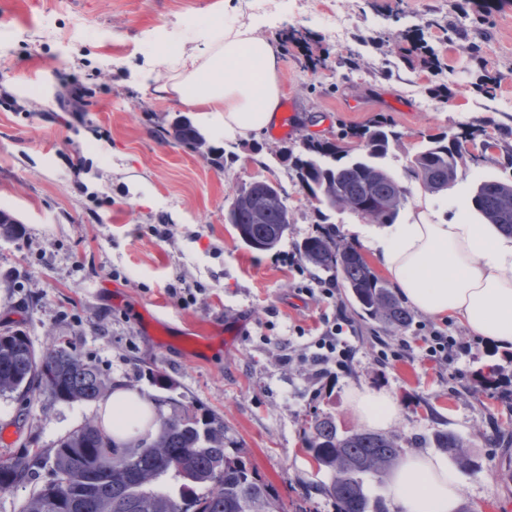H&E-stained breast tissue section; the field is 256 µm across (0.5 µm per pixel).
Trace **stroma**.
<instances>
[{"label":"stroma","mask_w":512,"mask_h":512,"mask_svg":"<svg viewBox=\"0 0 512 512\" xmlns=\"http://www.w3.org/2000/svg\"><path fill=\"white\" fill-rule=\"evenodd\" d=\"M219 21L274 45L281 98L295 106L288 137L211 136L200 154L166 136L182 108L141 78L165 70L150 35L167 32L189 54ZM375 118L403 134L385 166L407 207L443 201L407 175L430 134L471 132L459 191L512 183V0H0V209L23 226L0 236V326L38 349L64 340L108 383L142 396L164 371L176 395L223 417L228 452L286 512H336L304 432L317 413L359 428L350 394L362 388L397 397L402 419L389 432L419 450L434 451L440 431L468 442L476 464L455 471L459 512H512V401L484 384L512 373L503 351L457 319L416 311L406 328L353 329L349 359L317 378L320 318L339 312L343 295L301 294L316 268L274 260L295 253L319 219L344 240L361 221L339 208L318 217L281 151L300 155L309 139L335 141ZM257 180L286 196L288 236L274 253L245 248L224 220L238 189ZM171 286L193 290V301ZM151 319L177 329L205 321L217 338L198 359L148 336ZM424 327L465 343V354L452 365L428 359ZM398 348L400 359L379 363V351ZM100 409L0 397V432L12 438L0 459L53 447Z\"/></svg>","instance_id":"obj_1"}]
</instances>
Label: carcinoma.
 Here are the masks:
<instances>
[{
	"instance_id": "obj_1",
	"label": "carcinoma",
	"mask_w": 512,
	"mask_h": 512,
	"mask_svg": "<svg viewBox=\"0 0 512 512\" xmlns=\"http://www.w3.org/2000/svg\"><path fill=\"white\" fill-rule=\"evenodd\" d=\"M356 138L361 152L351 154L329 140L312 141L295 158L300 188L328 208L348 209L376 224L393 222L406 201L382 161L402 135L381 118L344 134ZM415 179L429 191L457 178L465 165L459 138L432 135L410 160ZM268 183L244 186L230 207L239 241L250 250L272 251L288 234V207L276 195L261 209L253 194ZM475 210L488 224L512 233V184L481 182L472 197ZM300 255L314 267L330 273L351 305L357 322L373 321L385 327L406 328L411 313L388 285L372 271L359 250L336 239L330 229L305 238ZM152 385L161 393L148 402L154 413H129L132 429L122 442L100 419L89 420L60 438L52 448L29 450L0 461V492L11 491L37 470L50 468L61 492L50 482L24 504L21 512H284L277 496L258 480L241 456L226 450L224 418L200 405L174 396L169 377L156 371ZM108 384L97 367L84 361L62 342L38 351L27 334L16 330L0 334V397L32 403L41 392L58 401L91 402L100 399ZM169 407L170 413L163 412ZM435 447L461 468L474 464L469 446L453 432L435 435ZM304 447L327 476L322 489L336 503V512H389L383 496L372 494L369 480L383 477L413 449L395 435L367 431L340 433L334 418L315 417ZM174 478L177 493L161 484Z\"/></svg>"
}]
</instances>
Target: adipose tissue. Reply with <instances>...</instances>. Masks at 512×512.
Segmentation results:
<instances>
[{
  "mask_svg": "<svg viewBox=\"0 0 512 512\" xmlns=\"http://www.w3.org/2000/svg\"><path fill=\"white\" fill-rule=\"evenodd\" d=\"M201 39L199 52L172 55L170 37L156 36L171 71L159 79L157 93L190 108L202 127L228 139L268 128L280 108L274 46L251 29L221 25ZM471 213L460 202L451 222L424 199L403 223L352 224L348 231L372 252L409 305L432 318H459L474 335L512 350V236L474 222ZM352 405L372 430L389 428L400 417L387 392L355 391ZM388 490L399 512H457L460 506L454 472L427 452L407 455L393 470Z\"/></svg>",
  "mask_w": 512,
  "mask_h": 512,
  "instance_id": "ef3b65f1",
  "label": "adipose tissue"
}]
</instances>
